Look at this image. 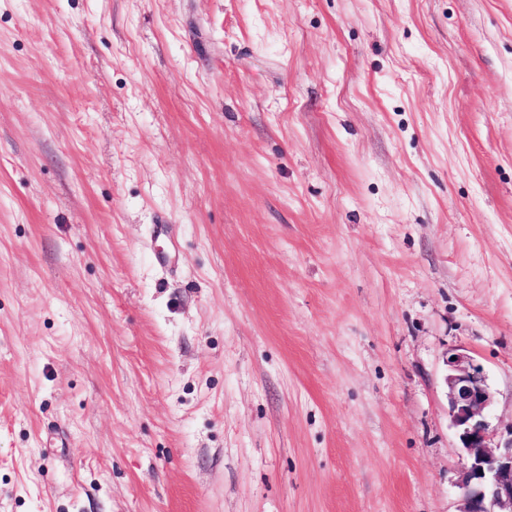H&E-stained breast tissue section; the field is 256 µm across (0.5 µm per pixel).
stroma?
Returning <instances> with one entry per match:
<instances>
[{"mask_svg":"<svg viewBox=\"0 0 512 512\" xmlns=\"http://www.w3.org/2000/svg\"><path fill=\"white\" fill-rule=\"evenodd\" d=\"M512 424V0H0V512H458ZM447 366L448 415L465 458L458 512H512V424L491 428L494 393L468 353H450Z\"/></svg>","mask_w":512,"mask_h":512,"instance_id":"obj_1","label":"stroma"}]
</instances>
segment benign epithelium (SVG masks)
Listing matches in <instances>:
<instances>
[{
	"mask_svg": "<svg viewBox=\"0 0 512 512\" xmlns=\"http://www.w3.org/2000/svg\"><path fill=\"white\" fill-rule=\"evenodd\" d=\"M447 366L448 415L465 458L458 512H512V424L490 426L494 393L468 353L449 354Z\"/></svg>",
	"mask_w": 512,
	"mask_h": 512,
	"instance_id": "obj_1",
	"label": "benign epithelium"
}]
</instances>
